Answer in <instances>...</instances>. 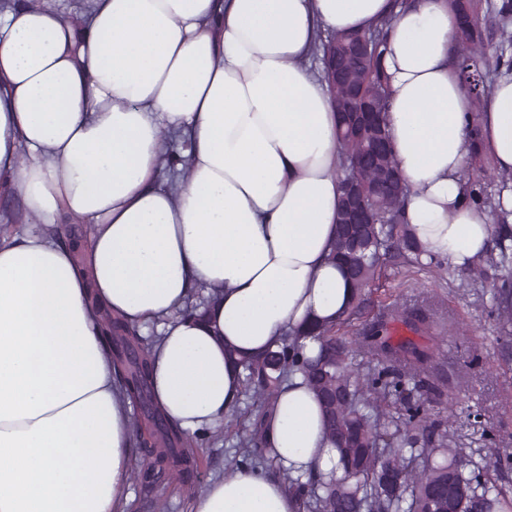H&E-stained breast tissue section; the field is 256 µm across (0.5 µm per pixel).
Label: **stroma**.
<instances>
[{
    "instance_id": "stroma-1",
    "label": "stroma",
    "mask_w": 512,
    "mask_h": 512,
    "mask_svg": "<svg viewBox=\"0 0 512 512\" xmlns=\"http://www.w3.org/2000/svg\"><path fill=\"white\" fill-rule=\"evenodd\" d=\"M492 282L473 283L470 274L450 267L427 271L387 265L368 288L352 335H360L388 306L426 308L447 320L455 332L440 346L439 369L448 400L434 416L448 421V438L473 459H500L499 481L512 486V340H505L492 308ZM255 411L242 401L216 437L194 445L191 479L164 475L154 485L131 481L126 512H191L194 496L209 480L223 476L238 456L236 436L250 429Z\"/></svg>"
}]
</instances>
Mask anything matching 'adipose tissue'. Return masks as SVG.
<instances>
[{
  "mask_svg": "<svg viewBox=\"0 0 512 512\" xmlns=\"http://www.w3.org/2000/svg\"><path fill=\"white\" fill-rule=\"evenodd\" d=\"M394 16L385 58L408 230L464 268L493 218L465 201L472 110L449 52L445 0H89L75 13L17 0L0 12V193L35 224L0 242V512H125L130 402L96 325L104 306L154 327V399L188 437L242 396L234 360L344 315L352 288L330 254L342 195L338 116L307 57L320 32ZM480 151L512 171V72L480 116ZM189 165L161 181L165 147ZM92 227L88 269L42 231ZM212 290L203 316L181 308ZM296 473L335 469L301 376L265 416ZM284 483L242 466L192 512H296Z\"/></svg>",
  "mask_w": 512,
  "mask_h": 512,
  "instance_id": "1",
  "label": "adipose tissue"
}]
</instances>
